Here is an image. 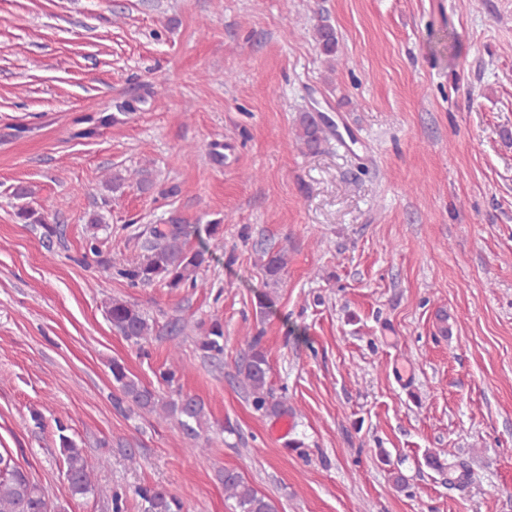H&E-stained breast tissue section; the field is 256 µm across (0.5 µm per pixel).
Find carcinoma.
<instances>
[{
	"instance_id": "cac0c4a2",
	"label": "carcinoma",
	"mask_w": 512,
	"mask_h": 512,
	"mask_svg": "<svg viewBox=\"0 0 512 512\" xmlns=\"http://www.w3.org/2000/svg\"><path fill=\"white\" fill-rule=\"evenodd\" d=\"M313 37L328 65L329 73L336 72L338 40L333 26L323 20L313 25ZM332 126L323 116L302 112L293 130L295 141L300 147L315 153L328 135ZM136 185L143 192L154 189L156 181L153 170L147 166L128 169L126 173H114L104 181L105 188L114 193L126 184ZM24 224L41 225L46 235L57 233V227L50 224L44 213L24 206L16 213ZM191 234L189 226L181 218L172 216L165 224H155L134 236V246L139 250L136 260L119 259L112 263V275L124 280L130 287L149 286L160 282L172 290L198 287V271L207 263L205 249H192L188 244ZM259 259L269 280L276 283L284 271L287 258L283 251L260 250ZM107 318L112 328L133 344L143 347L150 343L155 333V323L135 304L114 298L106 305ZM262 335L247 337V354L237 364L236 378L239 386L252 398L253 408L268 417L283 418L292 413L285 398H277L269 387V364L261 347ZM203 356L217 359L224 355V325L213 320L198 342ZM112 401L115 407L126 406L137 409L142 415L157 419H174L182 433L192 439L201 438L206 425L204 403L191 395L176 391L165 397L155 389L143 385L131 377L125 365L112 360ZM60 453L66 465L65 477L71 495L83 497L95 492V470L106 464V459H91L83 449L65 434L67 427L57 423ZM226 497L235 500L239 512H276L274 503L249 486L242 476L226 469L220 474ZM137 495L145 504L144 512H183V504L158 486L144 485ZM0 512H50L48 499L42 488L29 473L9 459V467L0 469Z\"/></svg>"
}]
</instances>
